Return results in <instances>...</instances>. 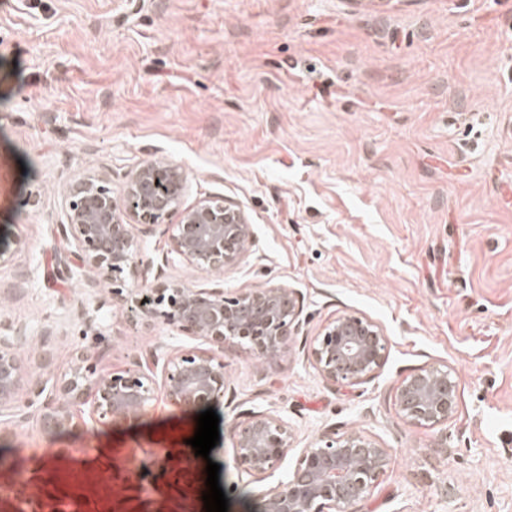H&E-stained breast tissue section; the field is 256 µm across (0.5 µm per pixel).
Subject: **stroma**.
<instances>
[{"instance_id":"1","label":"stroma","mask_w":512,"mask_h":512,"mask_svg":"<svg viewBox=\"0 0 512 512\" xmlns=\"http://www.w3.org/2000/svg\"><path fill=\"white\" fill-rule=\"evenodd\" d=\"M148 159L183 169L186 203L246 207L257 251L224 288L298 291L304 331L276 360L225 346L206 459L182 454L196 420L161 394L115 428L0 416V512H20L21 475L52 512H204L210 461L228 512H258L233 449L249 411L293 434L279 481L325 433L386 448L351 512H512V0H0V335L26 366L19 401L80 349L106 374L197 347L131 325L87 269L59 265L68 183L104 169L117 188ZM345 313L388 338L353 387L308 357ZM427 364L458 388L437 429L395 404Z\"/></svg>"}]
</instances>
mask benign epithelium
I'll use <instances>...</instances> for the list:
<instances>
[{"instance_id": "benign-epithelium-1", "label": "benign epithelium", "mask_w": 512, "mask_h": 512, "mask_svg": "<svg viewBox=\"0 0 512 512\" xmlns=\"http://www.w3.org/2000/svg\"><path fill=\"white\" fill-rule=\"evenodd\" d=\"M187 180L182 169L163 161H147L130 171L117 190L104 173L74 179L65 200L61 233L98 282L111 286L112 298L131 317L160 320L177 332L209 345L166 359L161 382L141 360L124 370L99 374L80 350L44 399L16 403L25 376L23 360L0 337V411L9 408L25 419L36 407L37 421L50 434L79 426L74 407L92 402L89 418L121 426L143 416L160 385L169 401L183 412L224 403V358L215 350L233 345L251 356L274 359L288 352V339L305 324L303 298L282 285L224 290V281L189 288L165 274L170 263L224 273L253 251L256 237L249 213L237 202L204 198L184 203ZM165 225L171 249L159 263L144 261L132 224ZM156 268L149 288H128L127 278L141 268ZM388 341L376 323L351 314L327 322L313 339L309 356L319 376L333 385H357L382 365ZM457 387L448 368L425 365L400 383L396 404L408 422L435 428L456 411ZM236 460L258 483L274 475L292 448L288 424L278 415L250 412L235 428ZM390 456L368 435L350 431L340 438L321 435L299 456L285 482L262 491L260 512H347L362 500L385 473Z\"/></svg>"}]
</instances>
